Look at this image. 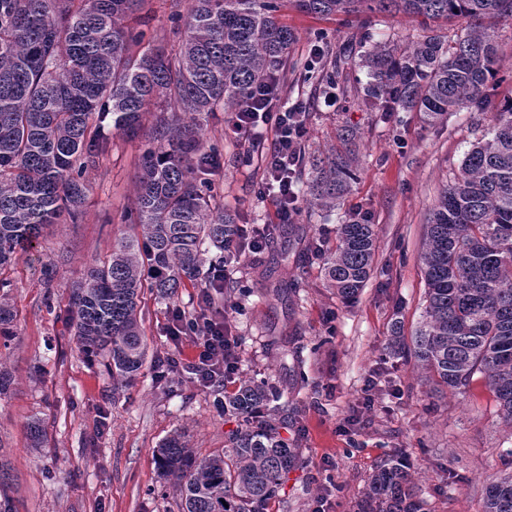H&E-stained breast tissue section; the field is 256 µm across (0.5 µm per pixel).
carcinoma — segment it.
Instances as JSON below:
<instances>
[{"label": "carcinoma", "mask_w": 512, "mask_h": 512, "mask_svg": "<svg viewBox=\"0 0 512 512\" xmlns=\"http://www.w3.org/2000/svg\"><path fill=\"white\" fill-rule=\"evenodd\" d=\"M152 0H0V267L25 251L46 224H76L84 174L108 149L94 119L134 136L145 115L152 134L140 156L134 199L121 216L133 234L109 258L84 269L69 314L81 352L104 354L112 380L129 384L148 343L141 290L172 300L208 276L211 250L236 239L237 215L224 211L201 173L221 157L206 119L245 107L252 89L278 79L294 31L278 0H189L172 13L168 50L147 35ZM310 14L348 17L402 12L427 25L464 19L452 40L428 35L401 49L363 36L364 102L385 114L419 112L435 125L450 112L478 109L498 74L490 30L512 19V0H294ZM343 146L298 168L306 204L334 212L355 177L361 135L342 128ZM375 231L356 217L337 228L325 276L345 301L373 271ZM427 284L423 321L394 353L414 359L435 385L464 392L485 374L503 421L512 427V102L494 116L492 136L472 145L459 175L432 209L421 254ZM0 282V337L14 319ZM278 398L268 383H242L224 401L240 419L222 454L199 458L182 436L158 449L163 476L182 512H265L297 456L270 415L253 410ZM394 451L368 479L358 512H425ZM11 467L0 453V512H15ZM485 512H512V472L489 480Z\"/></svg>", "instance_id": "cac0c4a2"}]
</instances>
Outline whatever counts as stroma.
<instances>
[{"mask_svg":"<svg viewBox=\"0 0 512 512\" xmlns=\"http://www.w3.org/2000/svg\"><path fill=\"white\" fill-rule=\"evenodd\" d=\"M279 15L297 34L281 98L308 104L306 154L334 143L344 126L357 129L361 142L356 180L336 212L324 218L301 209L298 222L279 225L264 251L242 259L224 291L236 305L229 320L240 342L237 376L278 388L270 410L297 451L267 512H358L368 477L397 449L427 512H484L488 480L512 472V428L484 376L451 393L388 344L396 331L411 340L422 321L421 252L431 209L471 145L489 138L494 113L512 100V20L491 31L502 69L484 109L453 112L431 126L420 113L385 116L363 103L359 41L366 33L383 41L412 40L428 29L450 35L452 25L439 20L425 29L388 12L347 20L312 15L293 0H281ZM316 43L337 65L332 106L315 89L319 69L307 67ZM226 124L221 112L209 122L223 156L208 179L241 223H264L273 211L256 195L264 159L254 156L244 166L250 145L227 136ZM103 132L109 150L86 175L81 222L47 226L0 272L16 313L0 348L16 378L0 396V447L12 462L17 512H179L180 496L163 477L156 448L182 432L198 456H208L223 451L237 427L224 413V388H203L166 370L173 352L168 313L174 306L194 312L197 286L179 289L170 302L143 292L148 356L129 391L113 394L105 359L78 348L67 321L70 291L85 267L106 260L113 239L128 232L120 215L140 173L142 139L108 125ZM357 213L375 226V268L360 296L347 302L329 288L315 248H334L338 224ZM47 264L57 269L50 286L42 276ZM34 419L44 433L38 448L28 430Z\"/></svg>","mask_w":512,"mask_h":512,"instance_id":"stroma-1","label":"stroma"}]
</instances>
